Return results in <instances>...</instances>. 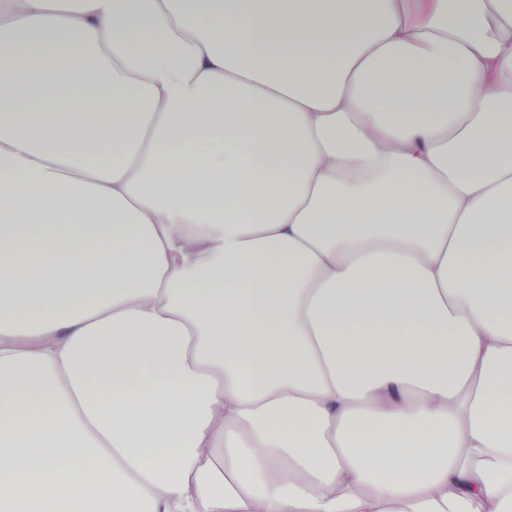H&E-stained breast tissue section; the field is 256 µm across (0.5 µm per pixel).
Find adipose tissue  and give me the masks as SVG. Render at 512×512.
Instances as JSON below:
<instances>
[{
  "label": "adipose tissue",
  "mask_w": 512,
  "mask_h": 512,
  "mask_svg": "<svg viewBox=\"0 0 512 512\" xmlns=\"http://www.w3.org/2000/svg\"><path fill=\"white\" fill-rule=\"evenodd\" d=\"M0 48V512H512V0Z\"/></svg>",
  "instance_id": "adipose-tissue-1"
}]
</instances>
